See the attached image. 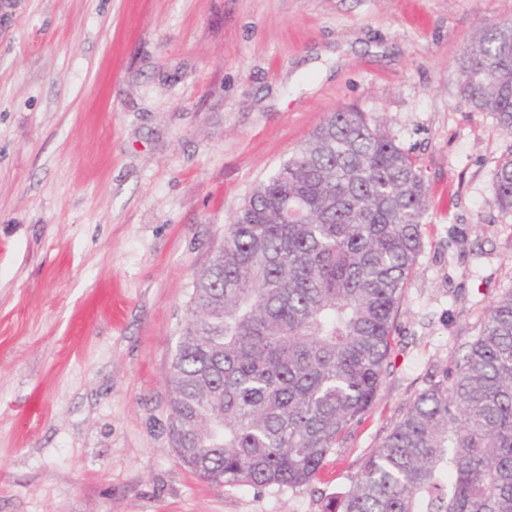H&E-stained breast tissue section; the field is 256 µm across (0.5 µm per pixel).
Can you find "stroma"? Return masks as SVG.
Wrapping results in <instances>:
<instances>
[{"label": "stroma", "mask_w": 512, "mask_h": 512, "mask_svg": "<svg viewBox=\"0 0 512 512\" xmlns=\"http://www.w3.org/2000/svg\"><path fill=\"white\" fill-rule=\"evenodd\" d=\"M512 0H11L0 10V512H330L512 291L490 201L512 138L453 75ZM367 113L429 195L365 421L296 487L175 456L166 374L195 275L326 119Z\"/></svg>", "instance_id": "obj_1"}]
</instances>
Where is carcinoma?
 <instances>
[{
    "instance_id": "carcinoma-1",
    "label": "carcinoma",
    "mask_w": 512,
    "mask_h": 512,
    "mask_svg": "<svg viewBox=\"0 0 512 512\" xmlns=\"http://www.w3.org/2000/svg\"><path fill=\"white\" fill-rule=\"evenodd\" d=\"M454 76L512 136V23L480 27ZM492 204L512 215V146ZM427 210L411 156L356 111L330 113L258 184L196 274L168 367L171 447L198 478H318L378 396ZM334 512H512V292Z\"/></svg>"
}]
</instances>
